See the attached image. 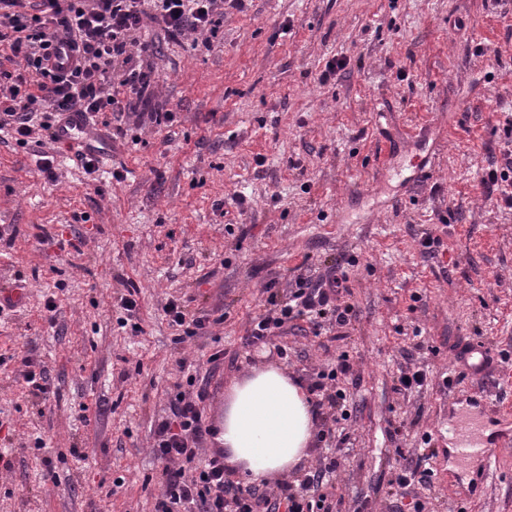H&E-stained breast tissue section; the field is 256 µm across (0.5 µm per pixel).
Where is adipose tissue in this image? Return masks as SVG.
Here are the masks:
<instances>
[{
	"label": "adipose tissue",
	"instance_id": "obj_1",
	"mask_svg": "<svg viewBox=\"0 0 512 512\" xmlns=\"http://www.w3.org/2000/svg\"><path fill=\"white\" fill-rule=\"evenodd\" d=\"M315 426L308 395L283 369L268 367L230 388L219 441L241 475L259 481L304 462Z\"/></svg>",
	"mask_w": 512,
	"mask_h": 512
}]
</instances>
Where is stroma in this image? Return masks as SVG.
I'll return each mask as SVG.
<instances>
[{
  "label": "stroma",
  "instance_id": "1",
  "mask_svg": "<svg viewBox=\"0 0 512 512\" xmlns=\"http://www.w3.org/2000/svg\"><path fill=\"white\" fill-rule=\"evenodd\" d=\"M146 35L159 80L122 137L98 126L97 180L74 153L51 180L32 146L0 143V292L25 294L0 312V512H154L150 431L180 365L205 372L219 350L215 424L255 369L306 389L336 371L350 416L320 415L284 476L335 449L320 488L333 512H406L416 496L429 512H512V208L481 183L512 113V0H248L208 50ZM334 58L346 67L323 79ZM167 111L172 125L150 122ZM330 270L349 325L296 320L277 340L287 359H242L269 292ZM131 288L138 333L119 322ZM171 299L209 320L205 335L177 342ZM469 342L495 353L488 377L455 364ZM25 357L50 396L26 383ZM417 367L427 385L400 390ZM453 423L484 433L490 464L449 450ZM427 433L430 476L393 494Z\"/></svg>",
  "mask_w": 512,
  "mask_h": 512
}]
</instances>
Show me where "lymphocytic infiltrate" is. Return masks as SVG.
<instances>
[{
	"label": "lymphocytic infiltrate",
	"mask_w": 512,
	"mask_h": 512,
	"mask_svg": "<svg viewBox=\"0 0 512 512\" xmlns=\"http://www.w3.org/2000/svg\"><path fill=\"white\" fill-rule=\"evenodd\" d=\"M246 0H0V58L18 73L0 70V135L27 145L36 132L57 143L65 123H90L121 114L143 94L151 75L143 58L149 45L145 20L191 48L206 47L225 9L244 10ZM340 280L298 278L285 300L251 322L246 346L260 347L303 317L343 327L350 306L339 301ZM169 413L151 431L150 448L164 469L155 512H316L313 497L335 461L321 463L299 485L265 488L235 480L224 456L204 443L215 430L205 413L207 386L190 375Z\"/></svg>",
	"instance_id": "f902f5d3"
}]
</instances>
